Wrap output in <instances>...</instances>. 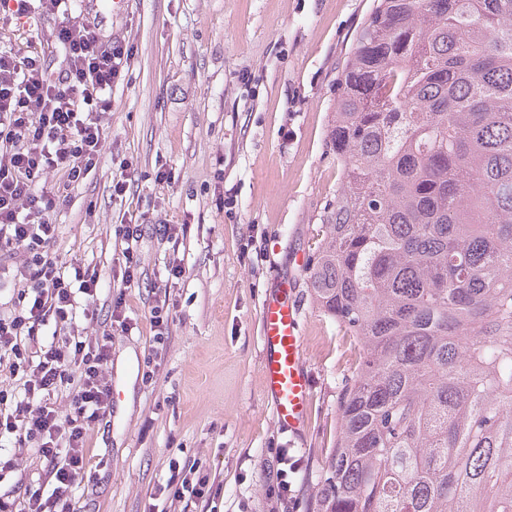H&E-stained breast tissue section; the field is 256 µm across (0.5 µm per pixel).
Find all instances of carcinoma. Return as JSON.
Segmentation results:
<instances>
[{"mask_svg": "<svg viewBox=\"0 0 512 512\" xmlns=\"http://www.w3.org/2000/svg\"><path fill=\"white\" fill-rule=\"evenodd\" d=\"M311 293L363 345L309 512H512V0H377Z\"/></svg>", "mask_w": 512, "mask_h": 512, "instance_id": "cac0c4a2", "label": "carcinoma"}]
</instances>
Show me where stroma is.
<instances>
[{
  "label": "stroma",
  "instance_id": "stroma-1",
  "mask_svg": "<svg viewBox=\"0 0 512 512\" xmlns=\"http://www.w3.org/2000/svg\"><path fill=\"white\" fill-rule=\"evenodd\" d=\"M373 0H129L104 27L131 55L112 86L106 143L95 171L69 184L46 171L45 191L66 186L52 221L51 257L99 279L88 335L112 334L115 400L91 431L95 483L74 512H205L165 497L169 465L199 467L219 492L218 512H274L267 495L291 475L295 512H308L336 440L342 389L364 348L325 315L307 285L306 263L323 236L340 172L328 140L339 77ZM56 16L0 22V50L35 54L62 73L50 35ZM41 33L42 44L29 38ZM171 171L166 181L158 170ZM124 178L126 191L112 192ZM234 207L225 210L224 197ZM183 224L166 240L158 224ZM141 229L138 284L124 286L115 236ZM182 275L168 276L171 266ZM291 281L302 309L303 368L312 395L303 431L279 425L264 388L261 311ZM166 288L168 333L155 344L149 312ZM124 295L125 326L110 302ZM161 358L152 380L144 359Z\"/></svg>",
  "mask_w": 512,
  "mask_h": 512
}]
</instances>
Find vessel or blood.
Instances as JSON below:
<instances>
[{
    "label": "vessel or blood",
    "mask_w": 512,
    "mask_h": 512,
    "mask_svg": "<svg viewBox=\"0 0 512 512\" xmlns=\"http://www.w3.org/2000/svg\"><path fill=\"white\" fill-rule=\"evenodd\" d=\"M261 340L264 347L263 383L273 398L275 416L288 428H301L311 397L302 370V336L298 311L293 303L275 298L264 304Z\"/></svg>",
    "instance_id": "obj_1"
}]
</instances>
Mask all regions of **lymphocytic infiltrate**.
I'll return each mask as SVG.
<instances>
[{
    "mask_svg": "<svg viewBox=\"0 0 512 512\" xmlns=\"http://www.w3.org/2000/svg\"><path fill=\"white\" fill-rule=\"evenodd\" d=\"M57 16L54 39L65 49L66 68L54 76L31 56L0 52V257L22 252L12 279L32 302L0 316V363L19 374L22 388L0 390V435L33 444L46 470L24 488L22 510L0 500V512H71L77 490L91 481L88 436L109 412L111 336L82 335L77 305H93L96 272L65 274L49 256L57 227L51 214L57 195L38 190L48 168L68 181L82 180L98 164L106 137L101 120L112 109V86L128 62L119 42L101 43L89 21L73 17L66 0H0V20L32 13ZM66 335L29 351L28 336L46 323ZM67 391L69 412L59 416L53 397Z\"/></svg>",
    "mask_w": 512,
    "mask_h": 512,
    "instance_id": "1",
    "label": "lymphocytic infiltrate"
}]
</instances>
